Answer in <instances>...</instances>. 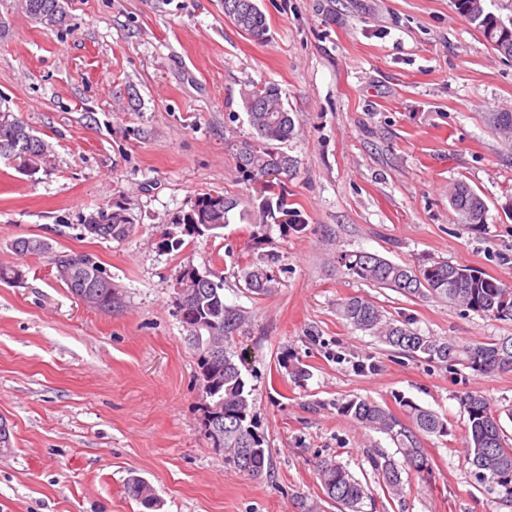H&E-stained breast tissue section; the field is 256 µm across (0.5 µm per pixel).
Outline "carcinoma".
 I'll return each instance as SVG.
<instances>
[{"label":"carcinoma","instance_id":"carcinoma-1","mask_svg":"<svg viewBox=\"0 0 512 512\" xmlns=\"http://www.w3.org/2000/svg\"><path fill=\"white\" fill-rule=\"evenodd\" d=\"M458 12L466 19L475 14L473 0H454ZM18 10L32 19L50 26H60L66 20L63 0H16ZM224 15L241 32L255 41L267 39L268 25L257 0H224ZM473 20V19H471ZM489 45L500 54L512 58V17L507 19L485 12L473 20ZM242 104L249 124L255 130L241 142L236 154V166L241 177L249 183L261 182L278 170L289 177L297 161L281 149L294 135V119L286 108L280 89L275 85L254 86L242 92ZM492 125L502 135L512 138V112H500ZM51 151L46 141L30 134V128L20 118L0 112V156L11 159L26 156L29 171L34 172ZM481 195L466 182L456 180L448 186V202L466 224L484 223L486 212L480 206ZM237 201L222 194L205 193L196 198L187 212L173 218L192 234H201L205 226L220 229L230 223ZM291 215L290 224L304 225L302 215L288 208V191L284 186L264 196L252 223L265 224L275 209ZM85 224H99L104 230L98 237L106 240L124 239L136 231V224L124 208H101L84 217ZM18 255H43L50 252L45 240L18 238L11 244ZM68 277L60 278L74 297L90 293L96 309L111 310L112 281L103 269L86 255L57 253L52 261L62 266L69 260ZM347 271L358 279L391 288L408 298H445L448 302L472 311L486 319L512 320V288L479 275H465L463 267L449 261L435 262L413 269L395 264L367 252H357L341 258ZM182 291L178 292L180 321L188 333V343L196 356V377L202 396L203 430L212 448L224 449V464L238 472L259 478L270 468L263 439L252 425L249 391L242 370L234 355L229 353L231 335L241 323L239 311L224 303L222 284L212 279H196V269L180 271ZM247 288L267 294L276 288V279L269 269L255 266L244 271ZM340 316L354 329L367 332L381 343L411 357L431 361L465 364L483 374L512 372V336L486 343L462 345L454 340L425 336L410 327L408 322L385 316L374 302L359 296L344 300L338 307ZM211 329L220 337L222 349L214 356L206 344L194 340L196 334ZM467 414L468 440L464 462L474 468L477 477L499 488L505 505L512 504V444L504 434L499 418L489 401L478 393H466L459 398ZM407 420L373 400L352 399L343 412L362 428L387 435L403 458V466L421 477L430 475L433 466L422 446L427 435L442 436L448 432L447 423L436 413L407 402ZM373 467L382 480L387 494H403V481L398 463L388 456L372 459ZM317 477L323 500L332 501L349 512H360V504L368 497L367 487L355 478L340 462L324 459L317 463ZM129 496L143 503L155 493L154 487L142 478L127 482Z\"/></svg>","mask_w":512,"mask_h":512}]
</instances>
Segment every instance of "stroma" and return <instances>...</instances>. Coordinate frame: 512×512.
I'll return each instance as SVG.
<instances>
[{
	"label": "stroma",
	"mask_w": 512,
	"mask_h": 512,
	"mask_svg": "<svg viewBox=\"0 0 512 512\" xmlns=\"http://www.w3.org/2000/svg\"><path fill=\"white\" fill-rule=\"evenodd\" d=\"M257 42L224 17V0H65L47 27L0 0V111L52 150L29 172L0 157V512H143L125 492L139 476L156 512H299L320 496L319 460L367 482L363 512H512L463 460L459 397L485 396L512 439V372L482 374L396 352L346 324L337 305L370 299L422 334L463 344L512 336L435 298L410 299L348 274L337 258L369 252L421 268H477L512 286V143L493 114L512 112V58L493 50L452 0H258ZM276 84L295 120L288 201L304 228L232 220L166 251L163 230L196 197L252 206L235 154L253 129L241 102ZM465 181L488 206L461 223L448 203ZM124 207L136 232L84 235L98 208ZM20 237L90 256L112 279L111 311L83 306L49 255L20 256ZM275 256L278 286L250 291L243 271ZM192 266L224 283L244 316L232 350L271 459L254 479L204 437L195 353L177 309ZM353 398L401 413V400L448 423L426 437L430 481L404 472L384 493L372 460L385 435L341 412Z\"/></svg>",
	"instance_id": "stroma-1"
}]
</instances>
